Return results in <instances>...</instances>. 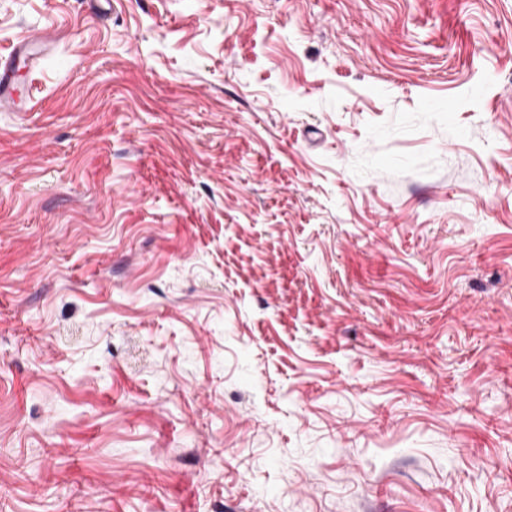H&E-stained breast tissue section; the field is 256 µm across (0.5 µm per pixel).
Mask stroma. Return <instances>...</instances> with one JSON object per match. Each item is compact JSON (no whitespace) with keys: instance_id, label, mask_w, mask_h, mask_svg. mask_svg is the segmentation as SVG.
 Segmentation results:
<instances>
[{"instance_id":"1","label":"stroma","mask_w":512,"mask_h":512,"mask_svg":"<svg viewBox=\"0 0 512 512\" xmlns=\"http://www.w3.org/2000/svg\"><path fill=\"white\" fill-rule=\"evenodd\" d=\"M0 512H512V0H0ZM45 47V37L41 32L29 34L22 43L15 46L8 56L0 57V110L13 112L17 107L15 90V71L19 62L28 65L30 60L36 63L33 50Z\"/></svg>"}]
</instances>
